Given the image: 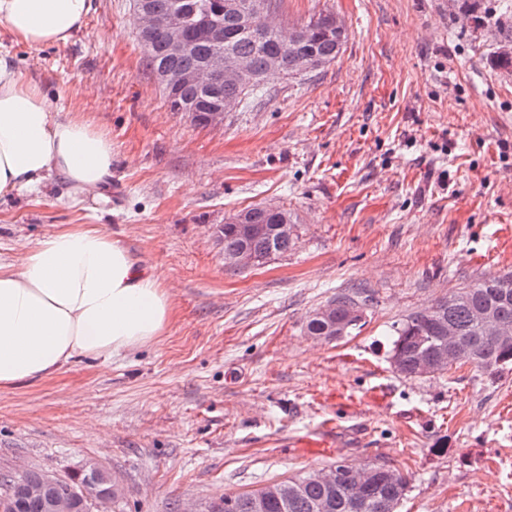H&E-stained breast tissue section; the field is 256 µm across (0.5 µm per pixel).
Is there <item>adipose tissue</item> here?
I'll return each mask as SVG.
<instances>
[{"mask_svg":"<svg viewBox=\"0 0 512 512\" xmlns=\"http://www.w3.org/2000/svg\"><path fill=\"white\" fill-rule=\"evenodd\" d=\"M91 0H0V26L19 43H66ZM73 203L112 175V138L53 108L46 92L0 55V196L37 195L51 175ZM174 313L161 275L92 224L42 236L0 264V389L33 383L82 357L154 344Z\"/></svg>","mask_w":512,"mask_h":512,"instance_id":"obj_1","label":"adipose tissue"}]
</instances>
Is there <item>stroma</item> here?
<instances>
[{"label": "stroma", "mask_w": 512, "mask_h": 512, "mask_svg": "<svg viewBox=\"0 0 512 512\" xmlns=\"http://www.w3.org/2000/svg\"><path fill=\"white\" fill-rule=\"evenodd\" d=\"M133 3L92 0L63 45L0 27V52L54 107L112 136V176L84 206L55 175L0 197V262L98 224L162 274L175 312L156 344L0 389V473L100 469L121 512H208L229 492L378 462L409 478L399 512H512V369L407 379L387 336L512 271V0H280L285 24L334 13L342 53L268 77L220 128L171 112ZM268 204L288 210L293 248L227 270L219 228ZM341 293L366 311L360 333L309 336Z\"/></svg>", "instance_id": "stroma-1"}]
</instances>
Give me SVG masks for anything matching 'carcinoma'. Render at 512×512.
Returning a JSON list of instances; mask_svg holds the SVG:
<instances>
[{
  "label": "carcinoma",
  "mask_w": 512,
  "mask_h": 512,
  "mask_svg": "<svg viewBox=\"0 0 512 512\" xmlns=\"http://www.w3.org/2000/svg\"><path fill=\"white\" fill-rule=\"evenodd\" d=\"M243 0H149L157 13L177 15L187 32L190 50L179 57L168 52L167 35L156 31L143 45L145 62L152 73L162 68L185 71L206 69L210 55L216 50L212 30L202 25L207 18L223 35L224 50L249 59L254 81L240 85L192 84L176 91L164 90L166 101L173 112L193 113L195 125H203L202 116L224 102L236 98L246 102L263 90L267 67L271 58L281 54V39L263 30L261 19L248 15L242 9ZM346 32L336 28V16L321 12L301 25V39L294 52L312 55L324 66L339 58ZM248 223L266 228V232L244 240L235 232L233 221L224 224L222 243L224 252L247 248L267 259L286 253L294 239L279 235V224L291 223L288 211L270 213L260 206L241 211ZM336 306V320L349 317L356 304L353 297L338 294L332 299ZM489 310L501 320L512 322V274L489 276L475 284L461 288L443 297L429 307L416 311L392 326L394 339L390 354L400 360L399 373L406 378L422 376L421 364L430 359L440 337V329L430 325L429 312L440 322L451 324L465 341L468 352L461 363H468L479 371L496 373L512 367V341L506 343L487 336L474 322L473 312ZM309 335L333 340L330 326L323 319L310 318L306 324ZM336 484L326 486L316 479V472H305L247 492L226 493L212 505L211 512H396L409 486L406 474L386 464L370 465V475L358 478L354 467L336 464ZM288 486L295 492L288 498L275 497L270 490Z\"/></svg>",
  "instance_id": "carcinoma-1"
}]
</instances>
